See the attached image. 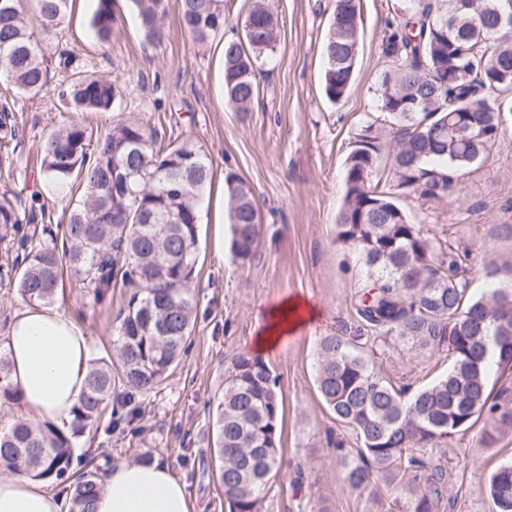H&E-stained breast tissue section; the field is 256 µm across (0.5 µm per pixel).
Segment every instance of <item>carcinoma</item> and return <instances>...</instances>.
Wrapping results in <instances>:
<instances>
[{
	"label": "carcinoma",
	"mask_w": 512,
	"mask_h": 512,
	"mask_svg": "<svg viewBox=\"0 0 512 512\" xmlns=\"http://www.w3.org/2000/svg\"><path fill=\"white\" fill-rule=\"evenodd\" d=\"M70 0H0V80L36 96L48 83L45 50L62 26ZM145 39L166 37V0H131ZM502 0H410L405 17L381 45L386 70L377 94L380 115L361 127L345 160V192L336 240L354 249L369 285L355 304L362 334L320 338L316 385L338 423L352 430L359 448L338 449L337 463L359 488L373 479L409 488L404 512H434L444 465L438 448L470 429L479 417L492 447L498 427L512 428V402L491 396L492 368L512 365V288L469 293L464 258L436 250L373 178L384 156L399 188L427 196L454 186L453 172L468 167L496 142L503 112H512V24L499 23ZM324 54L325 97L342 99L359 54L360 0H336ZM180 24L206 43L224 32V0H178ZM112 0H96L91 27L112 39ZM241 40L223 44L224 95L245 116L259 96L256 64L274 52L278 26L267 0H253ZM61 95L74 109L110 112L119 90L93 75L74 79ZM48 189L69 203L65 225L39 224L42 193L30 196L21 218L18 198L0 197V243L17 247L15 286L31 306H51L64 294V274L95 305L120 286L125 298L115 317L112 352L91 360L68 425L36 422L20 414L0 432V467L53 484L69 477L74 448L106 421L105 433L135 436L141 404L176 371L191 341L197 300L191 289L199 251L200 204L212 179L205 150L190 141L159 140L158 132L120 121L94 133L71 121L41 145ZM440 164L448 173L427 167ZM230 251L241 266L254 256L261 217L252 188L236 173L225 176ZM444 353L448 371L414 392L376 368V358L398 348ZM10 361L0 353V403L20 404L9 382ZM217 478L229 512H262L270 480L281 467L279 423L283 400L271 365L240 353L224 370L213 400ZM102 489L84 470L66 487L69 512H94ZM487 492L495 512H512V462L490 474Z\"/></svg>",
	"instance_id": "obj_1"
}]
</instances>
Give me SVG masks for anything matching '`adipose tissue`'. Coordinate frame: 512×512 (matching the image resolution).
<instances>
[{
  "instance_id": "ef3b65f1",
  "label": "adipose tissue",
  "mask_w": 512,
  "mask_h": 512,
  "mask_svg": "<svg viewBox=\"0 0 512 512\" xmlns=\"http://www.w3.org/2000/svg\"><path fill=\"white\" fill-rule=\"evenodd\" d=\"M317 306L284 299L267 313L251 343L258 354L275 351L281 340L314 322ZM9 381L34 417L56 424L71 420L90 359V342L80 321L50 307L26 306L12 315L4 337ZM62 500L27 477H0V512H61ZM95 512H189V494L161 459L111 466Z\"/></svg>"
}]
</instances>
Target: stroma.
<instances>
[{"mask_svg": "<svg viewBox=\"0 0 512 512\" xmlns=\"http://www.w3.org/2000/svg\"><path fill=\"white\" fill-rule=\"evenodd\" d=\"M279 27L271 59L258 67L260 94L252 112L240 116L224 99L221 46L242 30L245 0H224L222 36L195 42L181 27L177 4L170 0L167 36L149 44L140 31L131 0H113L116 24L110 43L89 34L95 0L71 7L49 46L48 84L36 98L17 94L0 82L8 100L16 136L0 149V193L30 195L40 181V145L62 123L76 120L98 132L113 122L131 120L153 128L165 140H190L206 150L213 180L205 190L199 226L197 275L192 290L198 301L189 351L166 384L148 396L132 441L109 442L104 431L83 437L75 453L93 458L99 468L132 461L140 453L163 457L173 476L185 483L190 512H228L224 493L210 469L215 429L210 412L224 384V369L249 350L266 311L283 297L315 302L321 315L298 335L288 337L267 358L279 377L284 413L281 452L288 465L272 480L264 512H398L404 487L349 485L336 461V441L353 446L351 431L336 422L315 385L317 344L336 332L355 335L357 292L367 269L353 249L336 240V220L344 192V165L355 134L378 115L376 89L384 70L381 43L398 20L405 0H360L361 42L348 94L329 101L322 92L326 66L322 45L334 0H269ZM73 58L70 70L57 55ZM88 71L121 87L113 112H76L59 93L76 73ZM235 171L253 189L262 216V236L253 260L238 266L222 225L225 175ZM448 193L430 197L418 189H400L391 173L380 187L418 224L436 247L468 252L465 275L472 295L488 288L512 287V115L488 156L455 172ZM57 310L80 319L92 352L112 348L115 312L123 296L113 289L109 303L96 305L78 283L66 286ZM399 385L418 390L448 369L443 354L387 352L376 361ZM484 421L449 439L448 477L435 512H493L487 479L512 460V430H503L494 447L481 443Z\"/></svg>", "mask_w": 512, "mask_h": 512, "instance_id": "1", "label": "stroma"}]
</instances>
